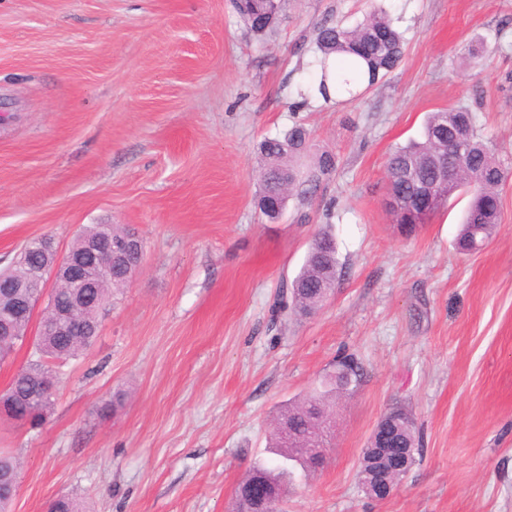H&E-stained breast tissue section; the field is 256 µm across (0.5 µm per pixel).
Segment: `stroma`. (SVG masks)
Returning <instances> with one entry per match:
<instances>
[{"mask_svg": "<svg viewBox=\"0 0 512 512\" xmlns=\"http://www.w3.org/2000/svg\"><path fill=\"white\" fill-rule=\"evenodd\" d=\"M383 4L407 46L358 99L312 87L316 26ZM458 106L512 169V0H281L257 33L233 0H0V269L28 240L68 251L91 224L135 228L144 259L94 343L59 367L40 428L0 422L20 464L9 512H226L269 460L284 404L344 358L324 468L282 512H512V178L497 234L455 248L468 196L403 236L386 164L428 113ZM337 166L271 223L259 145L294 125ZM342 272L306 318L273 319L320 230ZM422 454L383 500L358 478L383 415Z\"/></svg>", "mask_w": 512, "mask_h": 512, "instance_id": "1", "label": "stroma"}]
</instances>
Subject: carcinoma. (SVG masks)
Here are the masks:
<instances>
[{"label": "carcinoma", "instance_id": "carcinoma-1", "mask_svg": "<svg viewBox=\"0 0 512 512\" xmlns=\"http://www.w3.org/2000/svg\"><path fill=\"white\" fill-rule=\"evenodd\" d=\"M265 7L264 0H251L237 6L239 15L254 25L258 18L254 11ZM317 57L313 71V86L320 97L329 102L347 95L354 98L360 88L375 85L402 60L405 38L396 29L388 13L375 10L353 27L346 28L327 21L318 27L316 38ZM460 136L463 149L449 150L448 140ZM309 132L302 125L293 126L282 138H268L260 146L263 164L258 172L261 189L276 190L279 183L285 184V194L300 196L314 194L321 183L336 168L335 157L329 153L316 156L305 169L300 161L307 156ZM509 177V171L496 156L493 149L478 136L476 116L467 107L439 110L428 115L422 140L397 148L387 163V192L397 197L411 199L417 195L418 184L426 179L437 185L436 194L452 196L464 189L472 196L470 206L460 229L457 247L470 253L478 246L489 242L498 229L500 217L499 188ZM131 230L118 224H92L75 239L70 251L82 250L84 239L109 235L114 239L126 237ZM54 254L46 248L41 252L24 248L18 253L13 267L0 273V283L22 286L20 292L33 297L37 305L35 290L28 287L33 270L44 269L46 275L53 272ZM141 264L138 255L117 261L112 266V277L103 281L94 290L93 303L82 316L100 322L101 310L129 282L128 271ZM339 275V260L336 241L332 234L323 231L317 234L307 250L299 273L291 281L288 297L282 298L279 312L288 311L306 315L317 311L330 295ZM53 311L46 305L39 321L37 334L32 342L34 358L12 379L9 387L0 394L4 410L18 413L28 412L33 420L43 422L52 412L55 393L48 394L40 403L28 407L24 403L26 393L33 387L51 389L58 383L55 365L78 357L95 340L93 336L54 335ZM32 313L16 319L13 329L16 335L0 345V361L7 358L17 343L27 340ZM358 376L354 362L344 360L338 364L334 380L329 387L302 400L290 403L279 412L277 420L288 419L295 432L307 438L309 420L305 407L316 405L329 409V399L347 390L351 380ZM272 463L253 466L236 490H241L255 479V474L265 473L276 486V495L270 512H280V504L288 496L286 478L290 471L282 466L294 461L293 448L275 428L271 436Z\"/></svg>", "mask_w": 512, "mask_h": 512}]
</instances>
